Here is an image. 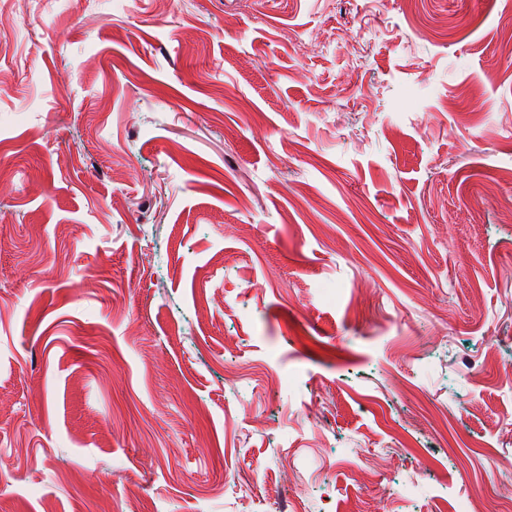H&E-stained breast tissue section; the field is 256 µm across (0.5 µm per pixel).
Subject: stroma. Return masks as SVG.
Returning <instances> with one entry per match:
<instances>
[{
    "label": "stroma",
    "instance_id": "obj_1",
    "mask_svg": "<svg viewBox=\"0 0 512 512\" xmlns=\"http://www.w3.org/2000/svg\"><path fill=\"white\" fill-rule=\"evenodd\" d=\"M0 161V512L512 504V0H11Z\"/></svg>",
    "mask_w": 512,
    "mask_h": 512
}]
</instances>
